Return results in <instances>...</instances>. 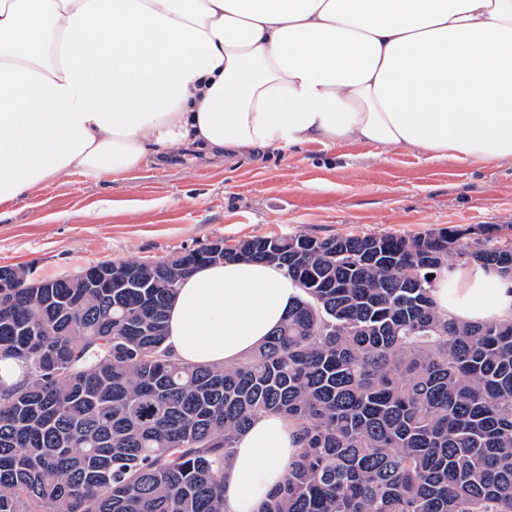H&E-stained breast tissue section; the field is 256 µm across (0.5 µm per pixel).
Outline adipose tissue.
<instances>
[{"mask_svg":"<svg viewBox=\"0 0 512 512\" xmlns=\"http://www.w3.org/2000/svg\"><path fill=\"white\" fill-rule=\"evenodd\" d=\"M345 141L512 157V0H0V209L176 148ZM298 293L275 264L199 267L166 343L187 364H234ZM434 299L466 322L512 316V282L479 267L439 279ZM297 453L283 418L254 422L225 512H259Z\"/></svg>","mask_w":512,"mask_h":512,"instance_id":"1","label":"adipose tissue"}]
</instances>
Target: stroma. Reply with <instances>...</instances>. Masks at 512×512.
Masks as SVG:
<instances>
[{
	"label": "stroma",
	"mask_w": 512,
	"mask_h": 512,
	"mask_svg": "<svg viewBox=\"0 0 512 512\" xmlns=\"http://www.w3.org/2000/svg\"><path fill=\"white\" fill-rule=\"evenodd\" d=\"M512 234V159L476 163L362 142L252 157L176 150L108 176L71 174L0 217V266L36 277L100 262H159L214 240L415 236L449 225Z\"/></svg>",
	"instance_id": "obj_1"
}]
</instances>
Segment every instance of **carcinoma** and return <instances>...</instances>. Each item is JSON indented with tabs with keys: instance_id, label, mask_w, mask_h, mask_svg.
<instances>
[{
	"instance_id": "1",
	"label": "carcinoma",
	"mask_w": 512,
	"mask_h": 512,
	"mask_svg": "<svg viewBox=\"0 0 512 512\" xmlns=\"http://www.w3.org/2000/svg\"><path fill=\"white\" fill-rule=\"evenodd\" d=\"M213 244L302 285L232 366L165 345L207 244L112 263L111 288L0 266V359L27 368L0 405V512H224L236 440L270 414L299 452L262 512H512V317L457 321L431 297L458 262L511 281L512 241L452 226Z\"/></svg>"
}]
</instances>
